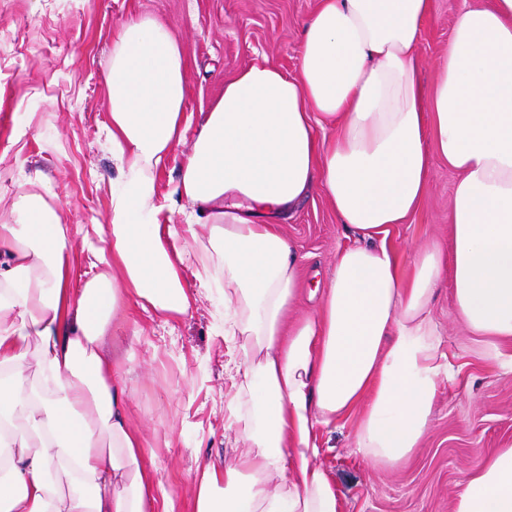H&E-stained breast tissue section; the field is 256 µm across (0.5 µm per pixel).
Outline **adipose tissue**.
Instances as JSON below:
<instances>
[{"label": "adipose tissue", "instance_id": "obj_1", "mask_svg": "<svg viewBox=\"0 0 512 512\" xmlns=\"http://www.w3.org/2000/svg\"><path fill=\"white\" fill-rule=\"evenodd\" d=\"M431 13L432 0H317L297 73L249 65L195 124L169 28L116 26L105 83L119 177L110 223L83 237L89 275L75 283L41 175L16 223L0 221V512H174L99 353L126 298L168 317L223 289L224 333L242 339L230 427L246 450L198 466L193 512H338L316 431L353 413L374 461L418 448L450 379L430 314L443 277L472 334L512 339V0L458 16L427 87L417 47ZM436 156L459 174L450 248L408 266L387 235L417 210ZM170 165L193 206L183 224L163 223L156 199ZM316 192L354 240L319 307L294 319L299 259L275 219ZM203 228L217 262L187 247ZM455 512H512V445L464 473Z\"/></svg>", "mask_w": 512, "mask_h": 512}]
</instances>
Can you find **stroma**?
<instances>
[{
    "mask_svg": "<svg viewBox=\"0 0 512 512\" xmlns=\"http://www.w3.org/2000/svg\"><path fill=\"white\" fill-rule=\"evenodd\" d=\"M489 0H433L418 54L432 84L457 16ZM316 0H0V219L28 177L42 172L41 192L73 232L111 219L109 95L103 75L112 59V31L130 15L168 26L189 65L185 112L200 121L243 67L270 63L296 70L303 24ZM458 175L434 159L427 190L412 221L394 225L390 242L411 257L430 243L448 246V215ZM278 222L301 258L300 317L319 302L336 252L349 244L326 199L313 195ZM223 289L200 296L184 316L161 318L123 301L102 338L128 388V418L148 441L155 476L174 512H193L196 467L211 457L232 460L245 446L225 429L236 389L224 371L239 339L225 335ZM442 335L450 382L440 388L419 447L389 466L356 448L357 416L321 428L320 463L335 483L338 512H454L463 472L512 444V340L489 346L473 336L443 283L431 306Z\"/></svg>",
    "mask_w": 512,
    "mask_h": 512,
    "instance_id": "stroma-1",
    "label": "stroma"
}]
</instances>
